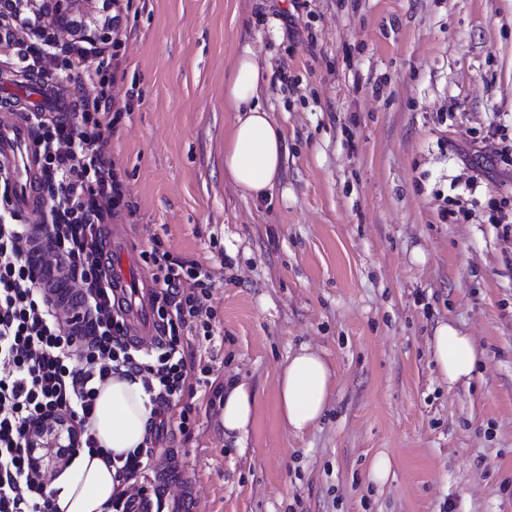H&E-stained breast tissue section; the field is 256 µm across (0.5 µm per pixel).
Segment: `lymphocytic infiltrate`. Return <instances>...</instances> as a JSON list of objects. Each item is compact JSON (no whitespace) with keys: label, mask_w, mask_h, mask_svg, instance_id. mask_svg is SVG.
Here are the masks:
<instances>
[{"label":"lymphocytic infiltrate","mask_w":512,"mask_h":512,"mask_svg":"<svg viewBox=\"0 0 512 512\" xmlns=\"http://www.w3.org/2000/svg\"><path fill=\"white\" fill-rule=\"evenodd\" d=\"M5 42L25 66H36L50 51L59 59L60 78L101 86L108 80L101 48L52 46L27 19L14 22ZM29 119L52 256H33L30 228L12 205L10 175L0 167V512H58L55 490L28 461L24 432L35 421L64 414L78 426L81 448L100 453L89 423L98 387L125 373L142 375L153 420L141 448L118 468L120 488L109 506L112 512H151L161 492L148 489L146 480L167 414L187 390L209 383L210 366L187 360L184 339L198 331L213 335L214 314L206 303L211 276L159 240L141 250L155 284L159 338L151 347L136 346L103 266V227L129 201L103 148L102 107L75 116L34 112ZM50 260L75 286L68 299L42 274ZM132 481L140 485L134 496L126 490Z\"/></svg>","instance_id":"1"}]
</instances>
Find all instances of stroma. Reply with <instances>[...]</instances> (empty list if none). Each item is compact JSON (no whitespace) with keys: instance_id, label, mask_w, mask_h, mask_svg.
Segmentation results:
<instances>
[{"instance_id":"1","label":"stroma","mask_w":512,"mask_h":512,"mask_svg":"<svg viewBox=\"0 0 512 512\" xmlns=\"http://www.w3.org/2000/svg\"><path fill=\"white\" fill-rule=\"evenodd\" d=\"M121 31L104 139L122 222L208 270L214 338L187 351L257 394L242 445L202 389L190 434H164L198 512H512V238L489 220L512 167L473 146L512 133V0H132ZM246 46L288 148L261 204L224 174V80ZM443 323L476 343L470 383L436 369ZM303 345L333 385L298 436L276 378Z\"/></svg>"}]
</instances>
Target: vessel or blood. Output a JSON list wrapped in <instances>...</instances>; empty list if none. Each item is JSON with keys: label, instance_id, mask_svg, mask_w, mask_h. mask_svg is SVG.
Returning <instances> with one entry per match:
<instances>
[{"label": "vessel or blood", "instance_id": "vessel-or-blood-1", "mask_svg": "<svg viewBox=\"0 0 512 512\" xmlns=\"http://www.w3.org/2000/svg\"><path fill=\"white\" fill-rule=\"evenodd\" d=\"M0 165L8 168L12 181V203L22 214L41 211L40 168L35 155L32 129L20 109L0 112ZM109 277L118 297L127 299L125 318L133 341L144 344L157 335L151 282L139 268L137 252L123 226L114 225L105 249ZM160 484L178 487L170 512H196L194 487L182 471H169Z\"/></svg>", "mask_w": 512, "mask_h": 512}]
</instances>
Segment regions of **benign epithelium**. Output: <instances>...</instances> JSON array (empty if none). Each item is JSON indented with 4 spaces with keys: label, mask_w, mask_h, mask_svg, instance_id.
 Masks as SVG:
<instances>
[{
    "label": "benign epithelium",
    "mask_w": 512,
    "mask_h": 512,
    "mask_svg": "<svg viewBox=\"0 0 512 512\" xmlns=\"http://www.w3.org/2000/svg\"><path fill=\"white\" fill-rule=\"evenodd\" d=\"M98 0H7L6 6L15 16L26 12L34 15L37 23L50 29V41L60 42L63 37L106 44L112 38V16L97 18ZM27 448L40 450L32 464L42 467L44 459L64 460L59 448L74 451L79 448L76 427L65 416L54 415L34 423L27 430Z\"/></svg>",
    "instance_id": "7a95c632"
}]
</instances>
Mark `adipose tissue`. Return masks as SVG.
I'll list each match as a JSON object with an SVG mask.
<instances>
[{"mask_svg": "<svg viewBox=\"0 0 512 512\" xmlns=\"http://www.w3.org/2000/svg\"><path fill=\"white\" fill-rule=\"evenodd\" d=\"M261 68L251 48L237 55L224 82V104L233 122L224 140V172L241 192L256 201L270 198L287 155L281 128L261 104ZM434 360L448 384L471 380L478 351L471 337L451 325L438 327L431 341ZM332 369L309 346H301L277 378L280 416L293 433L316 425L330 397ZM256 393L247 382L224 389L222 421L225 439L241 442L255 410ZM152 404L138 375H113L99 390L91 430L99 446L113 456L139 448L148 432ZM115 467L81 451L55 481L60 512H108L118 482Z\"/></svg>", "mask_w": 512, "mask_h": 512, "instance_id": "ef3b65f1", "label": "adipose tissue"}]
</instances>
